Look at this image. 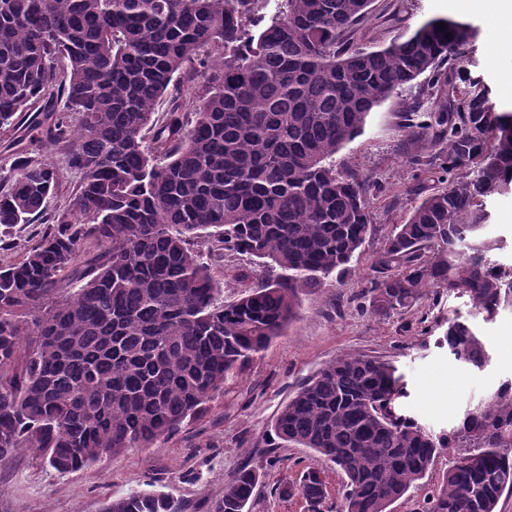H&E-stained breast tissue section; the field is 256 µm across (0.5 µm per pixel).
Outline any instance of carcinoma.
Here are the masks:
<instances>
[{"label": "carcinoma", "mask_w": 512, "mask_h": 512, "mask_svg": "<svg viewBox=\"0 0 512 512\" xmlns=\"http://www.w3.org/2000/svg\"><path fill=\"white\" fill-rule=\"evenodd\" d=\"M0 0V127L43 104L31 131L65 149L79 176L72 204L45 213L55 168L19 156L0 181V249L42 220L39 239L0 265V459L19 448L60 474L104 454L149 448L224 391L235 370L283 335L301 296L359 255L378 185L336 163L376 107L423 75L437 112L410 102L403 131L443 145L409 163L448 184L395 226L371 265L368 306L380 316L433 294L468 297L485 321L512 307V268L491 259L487 201L512 190V110L458 84L476 30L434 18L358 46L372 0ZM447 24L441 29V24ZM204 70L194 100L185 64ZM169 97L166 117L153 119ZM278 269L224 300L198 251ZM455 360L484 370L473 324L448 319ZM389 360L345 354L305 381L272 429L345 475L340 512H392L448 448H467L419 512H497L512 490V382L435 435L398 413ZM245 465L213 512H249L260 482ZM300 492L322 512L326 485L304 471ZM102 512H177L138 491Z\"/></svg>", "instance_id": "obj_1"}]
</instances>
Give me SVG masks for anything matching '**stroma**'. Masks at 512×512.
<instances>
[{
	"label": "stroma",
	"instance_id": "1",
	"mask_svg": "<svg viewBox=\"0 0 512 512\" xmlns=\"http://www.w3.org/2000/svg\"><path fill=\"white\" fill-rule=\"evenodd\" d=\"M371 9V25L357 36L358 43L367 46L390 38L388 18L394 14L400 25L410 29L436 17L471 24L478 32L471 75L483 80L495 110L512 108V100L500 91L502 72L512 71V33L489 27L476 0H373ZM422 88V83H415L404 98H392L375 108L363 134L337 153L338 162L380 187L371 201L373 227L359 257L345 272H334L326 285L303 295L286 333L229 378L223 395L207 403L202 414L186 419L152 447L107 454L68 475L57 473L39 452L29 448L1 459L0 512H101L107 499L144 490L149 482L173 499L178 512H212L224 493L225 481L245 465L262 474L250 512H310L301 495L280 493L282 486L298 483L309 467L319 469L325 480L324 512H337L345 476L334 464L298 446L278 448L272 459L265 454L279 408L324 365L348 353L393 361L407 390L406 397L397 401L399 412L437 434L452 430L464 409L490 390L512 382V308L480 322L492 360L477 372L434 344L449 318L470 317L468 299L444 296L439 304L419 302L387 318L371 314L357 299L369 282L372 261L387 235L407 220L426 195L442 187L435 169L419 170L408 163L409 146L399 126L403 99L419 97L425 108L437 110L438 98L422 96ZM19 151L54 163L58 189L50 196L48 208H66L76 177L58 148L46 140L32 139L24 128H2L0 176L11 173ZM488 209L491 217L485 234L501 241L496 258L510 267L512 193L492 197ZM212 273L224 286L225 300L230 301L236 298L238 286L256 282L264 269L255 261L228 258L213 266Z\"/></svg>",
	"mask_w": 512,
	"mask_h": 512
}]
</instances>
